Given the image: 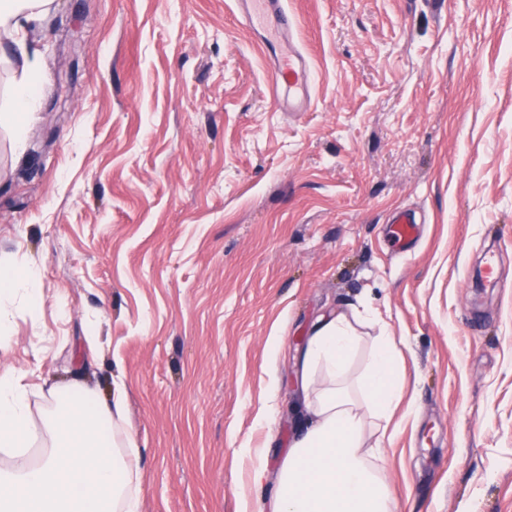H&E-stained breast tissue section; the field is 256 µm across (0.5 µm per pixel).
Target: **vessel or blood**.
<instances>
[{"label": "vessel or blood", "mask_w": 512, "mask_h": 512, "mask_svg": "<svg viewBox=\"0 0 512 512\" xmlns=\"http://www.w3.org/2000/svg\"><path fill=\"white\" fill-rule=\"evenodd\" d=\"M238 5L242 25L273 52L274 88L288 85L303 91L300 99L289 101L288 111L306 110L310 104L313 73L296 44L295 23L285 0H238ZM390 235L404 248L416 244L419 230L411 213L400 211L393 215Z\"/></svg>", "instance_id": "obj_1"}]
</instances>
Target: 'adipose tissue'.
Segmentation results:
<instances>
[{"instance_id": "adipose-tissue-1", "label": "adipose tissue", "mask_w": 512, "mask_h": 512, "mask_svg": "<svg viewBox=\"0 0 512 512\" xmlns=\"http://www.w3.org/2000/svg\"><path fill=\"white\" fill-rule=\"evenodd\" d=\"M55 0H0V69L9 76L0 102V126L23 144L28 117L50 89L29 35L41 28ZM39 270L0 267V297L23 293L38 305ZM368 358L359 373L351 364ZM298 383L307 418L268 500L269 512H397L385 477L370 466L368 421H389L403 392L397 343L387 324L361 336L344 315L317 319L299 358ZM41 425H34L29 390L0 372V453L22 457L39 448L36 462L0 470V512H139L141 477L133 436L121 431L127 391L112 384L111 402L81 384L51 385Z\"/></svg>"}]
</instances>
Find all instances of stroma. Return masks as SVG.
Returning <instances> with one entry per match:
<instances>
[{
  "label": "stroma",
  "instance_id": "1",
  "mask_svg": "<svg viewBox=\"0 0 512 512\" xmlns=\"http://www.w3.org/2000/svg\"><path fill=\"white\" fill-rule=\"evenodd\" d=\"M286 5L305 112L236 0H58L32 32L53 89L23 152L0 129V264L36 265L41 303L0 304V371L36 421L44 383L121 377L141 512H257L241 451L277 472L313 323L373 336L374 310L403 341L375 461L400 512H512V0ZM390 235L406 250L411 249L419 239V230L411 213L396 212L392 217Z\"/></svg>",
  "mask_w": 512,
  "mask_h": 512
}]
</instances>
